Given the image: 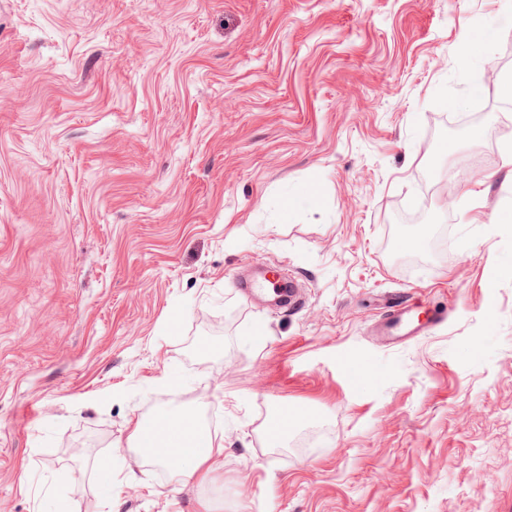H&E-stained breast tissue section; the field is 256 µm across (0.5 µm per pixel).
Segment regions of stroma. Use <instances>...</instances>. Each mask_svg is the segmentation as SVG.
<instances>
[{"label":"stroma","mask_w":512,"mask_h":512,"mask_svg":"<svg viewBox=\"0 0 512 512\" xmlns=\"http://www.w3.org/2000/svg\"><path fill=\"white\" fill-rule=\"evenodd\" d=\"M491 70L512 0H0V512H512ZM180 399L205 486L126 449ZM406 315V309H396L380 323L379 336H382L387 345H398L402 338L408 336V334L424 335L445 320L444 313L441 311H434L425 318H420V314L416 318ZM407 328H411V330L407 332Z\"/></svg>","instance_id":"1"}]
</instances>
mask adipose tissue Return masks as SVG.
Returning <instances> with one entry per match:
<instances>
[{
	"instance_id": "adipose-tissue-1",
	"label": "adipose tissue",
	"mask_w": 512,
	"mask_h": 512,
	"mask_svg": "<svg viewBox=\"0 0 512 512\" xmlns=\"http://www.w3.org/2000/svg\"><path fill=\"white\" fill-rule=\"evenodd\" d=\"M159 433L153 447L143 444V422L135 420L128 448L135 457H150L172 467L180 484L205 483L215 469L216 460L224 453V441L198 426L194 414L171 413L158 423Z\"/></svg>"
}]
</instances>
